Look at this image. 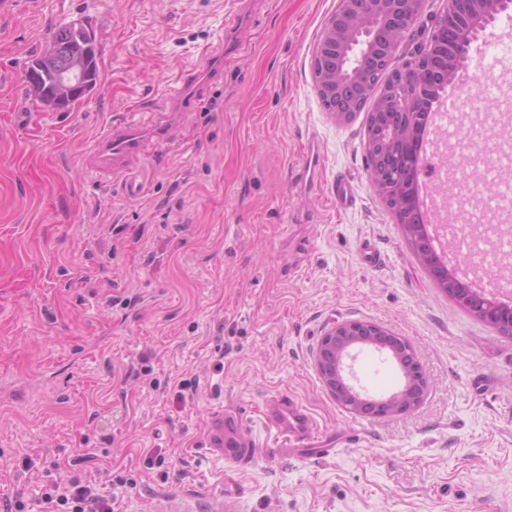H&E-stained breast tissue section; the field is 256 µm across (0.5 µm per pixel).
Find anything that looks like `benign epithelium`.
<instances>
[{"mask_svg":"<svg viewBox=\"0 0 512 512\" xmlns=\"http://www.w3.org/2000/svg\"><path fill=\"white\" fill-rule=\"evenodd\" d=\"M425 0H337L336 10L324 24L314 48L316 93L325 111L337 121L348 122L358 114L365 77L395 58L404 37L418 28L420 45L408 61L386 74L389 82L377 98L368 101L375 115L366 128L365 145L374 159L372 189L385 201L403 225L416 250L429 252L430 225L413 224L409 212L416 199L407 190L412 176L401 158L412 155L417 132L416 100L436 90L440 84L455 87L460 72L468 69L470 46L480 28L512 11V0H443L440 14L421 20ZM78 80L65 73L58 79L61 99L76 93ZM464 260L440 263L433 270L438 284L457 296L464 291L471 313L500 333L512 335V306L497 301L498 291L473 290L465 284L460 270ZM389 335L381 324L350 319L333 324L322 336L314 355V366L336 402L352 413L360 412L364 401L346 360L353 358L358 344L371 345L382 352L388 345L380 337ZM405 384L387 398L376 401V415L404 414L422 402L428 381L418 362L403 368Z\"/></svg>","mask_w":512,"mask_h":512,"instance_id":"1","label":"benign epithelium"}]
</instances>
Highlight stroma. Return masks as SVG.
Wrapping results in <instances>:
<instances>
[{
	"instance_id": "stroma-1",
	"label": "stroma",
	"mask_w": 512,
	"mask_h": 512,
	"mask_svg": "<svg viewBox=\"0 0 512 512\" xmlns=\"http://www.w3.org/2000/svg\"><path fill=\"white\" fill-rule=\"evenodd\" d=\"M335 9L15 0L0 12V225L45 269L26 298L0 302V505L55 512L44 487L76 472L120 512H512V337L448 297L371 188L365 115L323 110L313 50ZM69 21L96 33L100 80L71 111L47 112L46 166L30 169L18 154L37 109L26 72ZM219 42L222 70L179 111L169 82ZM155 114L170 138L138 159L154 171L148 193L89 182L103 129L139 122L149 136ZM348 319L411 342L429 384L419 408L382 417L336 403L313 355ZM355 352L369 397L400 388L391 355ZM281 394L333 439L327 455L273 447L259 408ZM228 409L259 445L242 471L204 443Z\"/></svg>"
}]
</instances>
